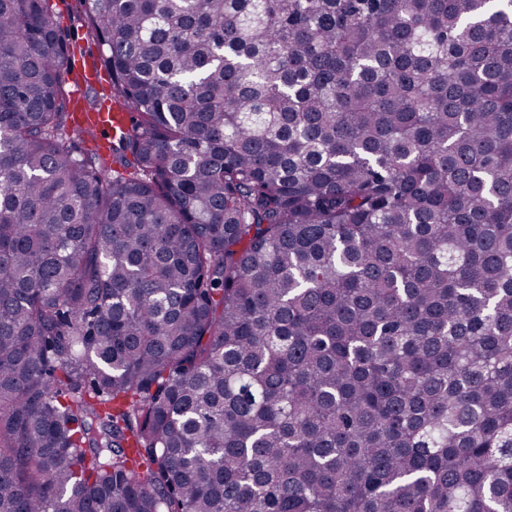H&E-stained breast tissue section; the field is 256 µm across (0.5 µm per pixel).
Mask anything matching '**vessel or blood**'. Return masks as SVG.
<instances>
[{"label": "vessel or blood", "instance_id": "obj_1", "mask_svg": "<svg viewBox=\"0 0 512 512\" xmlns=\"http://www.w3.org/2000/svg\"><path fill=\"white\" fill-rule=\"evenodd\" d=\"M77 70L80 79L72 93L73 101L77 105L74 115L75 131L97 139L102 133L127 129L130 125V113L118 103H110L106 109L97 112L83 110L81 103L86 91L99 82L100 72L94 59L91 58L82 59Z\"/></svg>", "mask_w": 512, "mask_h": 512}]
</instances>
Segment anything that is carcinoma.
<instances>
[{
	"label": "carcinoma",
	"mask_w": 512,
	"mask_h": 512,
	"mask_svg": "<svg viewBox=\"0 0 512 512\" xmlns=\"http://www.w3.org/2000/svg\"><path fill=\"white\" fill-rule=\"evenodd\" d=\"M0 0V512H512V0ZM49 3L55 19L65 35L70 54L75 53L76 57H91L82 59L77 66V71L80 74L77 84L73 81L72 70L66 77V88L72 94L75 105L74 130L99 142L103 132L115 134L117 130L127 129L130 126V112L117 102H110L107 109H101L99 112L83 110L82 101L87 89L100 81L98 66L92 59L93 57L97 60L99 58V44L89 33L84 16V6L78 0H50ZM77 71L75 70V72ZM102 73V87L106 88L110 81L105 71ZM102 87L97 85L93 88L97 90L94 92H92L93 89H90L86 94V103L88 97L93 93L100 92Z\"/></svg>",
	"instance_id": "1"
}]
</instances>
